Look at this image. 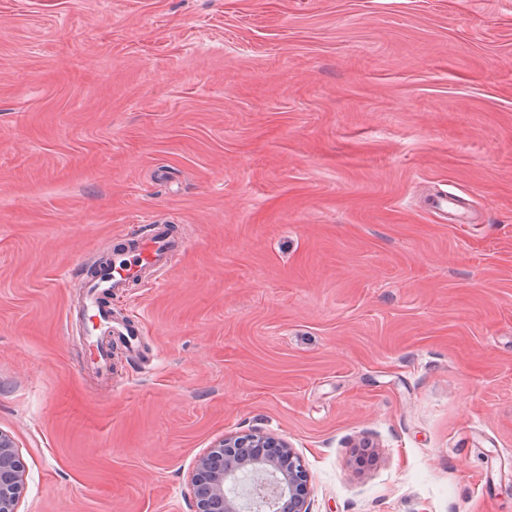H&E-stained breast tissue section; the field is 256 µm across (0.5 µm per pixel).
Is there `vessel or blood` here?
Here are the masks:
<instances>
[{
  "instance_id": "obj_1",
  "label": "vessel or blood",
  "mask_w": 512,
  "mask_h": 512,
  "mask_svg": "<svg viewBox=\"0 0 512 512\" xmlns=\"http://www.w3.org/2000/svg\"><path fill=\"white\" fill-rule=\"evenodd\" d=\"M123 239V247L113 252L111 263L87 278V291L76 313L88 346L95 351V363L104 372L110 367L111 356L109 349L101 344L103 337L119 336L133 345L141 327L134 321L113 320L110 308L102 305V298L141 281L145 271H166L185 248L184 242L166 224L143 225L125 232Z\"/></svg>"
}]
</instances>
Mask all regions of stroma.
I'll return each instance as SVG.
<instances>
[{
  "label": "stroma",
  "instance_id": "1",
  "mask_svg": "<svg viewBox=\"0 0 512 512\" xmlns=\"http://www.w3.org/2000/svg\"><path fill=\"white\" fill-rule=\"evenodd\" d=\"M156 222L106 383L78 274ZM0 430L18 512H193L245 431L310 512H512V0H0ZM25 473L13 438L0 430V512H18Z\"/></svg>",
  "mask_w": 512,
  "mask_h": 512
}]
</instances>
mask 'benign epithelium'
Masks as SVG:
<instances>
[{
	"label": "benign epithelium",
	"mask_w": 512,
	"mask_h": 512,
	"mask_svg": "<svg viewBox=\"0 0 512 512\" xmlns=\"http://www.w3.org/2000/svg\"><path fill=\"white\" fill-rule=\"evenodd\" d=\"M310 476L282 437L260 431L226 436L194 462L190 478L195 512H254L280 500L284 512H307ZM25 473L13 438L0 430V512H18Z\"/></svg>",
	"instance_id": "obj_1"
}]
</instances>
